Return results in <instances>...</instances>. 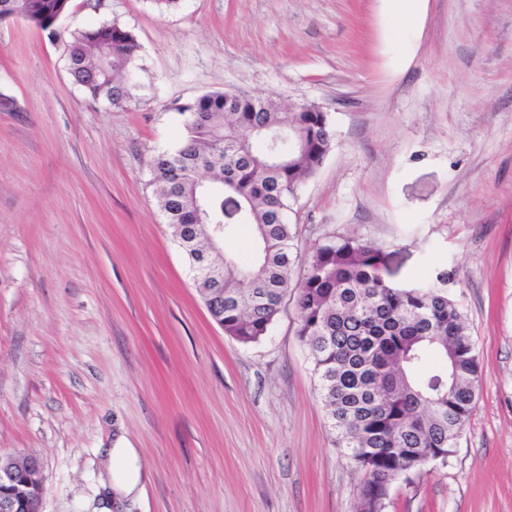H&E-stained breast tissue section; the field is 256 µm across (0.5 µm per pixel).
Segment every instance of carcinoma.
<instances>
[{"mask_svg":"<svg viewBox=\"0 0 512 512\" xmlns=\"http://www.w3.org/2000/svg\"><path fill=\"white\" fill-rule=\"evenodd\" d=\"M71 0H0L13 14L57 35ZM140 45L116 22L73 29L67 66L83 94L110 107L138 88ZM184 138L150 163L149 184L164 221L190 264L202 255L223 265L216 282L197 279L212 318L242 344L267 335L285 299L296 297L297 336L306 346L337 446L361 472L354 512H384L394 481L427 452L445 462L473 409L479 359L441 270L401 287L385 274L382 248L341 238L301 259L288 224L291 202L332 148L324 112H284L271 95L229 104L208 92L176 106ZM295 142L288 141V129ZM291 153L276 164L273 155ZM249 225L245 259L214 254L213 241ZM437 365L424 367L427 354Z\"/></svg>","mask_w":512,"mask_h":512,"instance_id":"carcinoma-1","label":"carcinoma"}]
</instances>
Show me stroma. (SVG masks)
<instances>
[{
    "label": "stroma",
    "instance_id": "obj_1",
    "mask_svg": "<svg viewBox=\"0 0 512 512\" xmlns=\"http://www.w3.org/2000/svg\"><path fill=\"white\" fill-rule=\"evenodd\" d=\"M140 44L135 99L89 100L63 39L0 19V456L39 460L41 512H102L101 451H139L117 512H353L293 301L226 336L149 186L180 104L273 94L326 112L332 149L288 212L300 251L381 246L409 287L451 271L482 375L446 463L386 512H512V0H72Z\"/></svg>",
    "mask_w": 512,
    "mask_h": 512
}]
</instances>
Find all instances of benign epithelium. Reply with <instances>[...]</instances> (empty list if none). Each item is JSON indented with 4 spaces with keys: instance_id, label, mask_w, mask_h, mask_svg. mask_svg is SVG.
<instances>
[{
    "instance_id": "benign-epithelium-1",
    "label": "benign epithelium",
    "mask_w": 512,
    "mask_h": 512,
    "mask_svg": "<svg viewBox=\"0 0 512 512\" xmlns=\"http://www.w3.org/2000/svg\"><path fill=\"white\" fill-rule=\"evenodd\" d=\"M0 486L10 489L0 497V512H40L43 485L37 459L0 457Z\"/></svg>"
}]
</instances>
